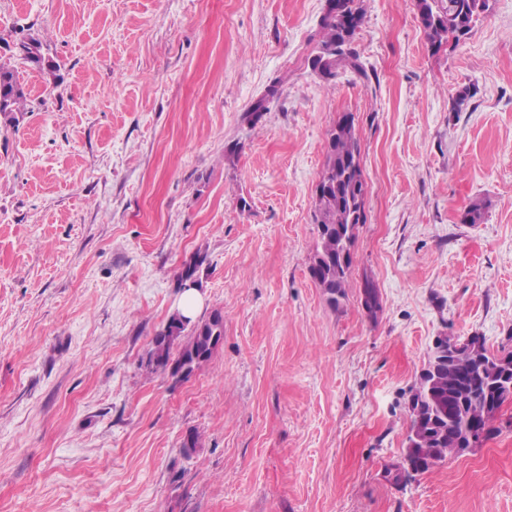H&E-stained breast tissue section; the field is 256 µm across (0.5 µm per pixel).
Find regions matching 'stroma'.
Instances as JSON below:
<instances>
[{"label": "stroma", "mask_w": 512, "mask_h": 512, "mask_svg": "<svg viewBox=\"0 0 512 512\" xmlns=\"http://www.w3.org/2000/svg\"><path fill=\"white\" fill-rule=\"evenodd\" d=\"M358 5L360 69L327 81L326 0H0L30 93L0 126V512H512V401L387 475L434 337L512 350V0L437 49L413 0ZM29 36L56 76L16 58ZM344 113L366 222L333 308L309 266ZM197 253L224 339L178 382L148 353Z\"/></svg>", "instance_id": "stroma-1"}]
</instances>
